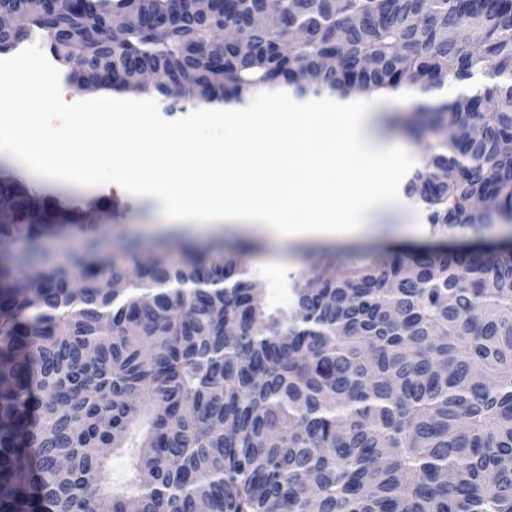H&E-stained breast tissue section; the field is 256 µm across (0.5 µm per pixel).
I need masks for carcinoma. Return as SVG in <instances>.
Instances as JSON below:
<instances>
[{
	"label": "carcinoma",
	"mask_w": 512,
	"mask_h": 512,
	"mask_svg": "<svg viewBox=\"0 0 512 512\" xmlns=\"http://www.w3.org/2000/svg\"><path fill=\"white\" fill-rule=\"evenodd\" d=\"M266 0L199 14L174 0H0L70 76L178 80L139 91L167 112L411 86L394 114L420 157L406 195L433 235L512 223V0H279L301 33L260 27ZM134 21L125 48L112 20ZM234 30L250 46L215 45ZM0 275L32 268L38 297L0 285V512H512V245L402 250L312 272L268 314L241 253L175 261L122 242L109 260L32 249L56 200L0 175ZM224 275L226 288H216ZM126 478L112 480V459Z\"/></svg>",
	"instance_id": "carcinoma-1"
}]
</instances>
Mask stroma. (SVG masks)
Instances as JSON below:
<instances>
[{"label":"stroma","instance_id":"1","mask_svg":"<svg viewBox=\"0 0 512 512\" xmlns=\"http://www.w3.org/2000/svg\"><path fill=\"white\" fill-rule=\"evenodd\" d=\"M417 110V105L410 100L374 105L371 117L379 142L414 152L415 146L408 132L401 127L386 126L384 118L393 111L410 115ZM0 165L18 173L30 185L39 186L41 192L75 203L82 223L88 224L89 229L85 232L58 230L42 237L43 249L58 259L84 253L91 240L115 237L137 241L147 252L158 251L166 243L174 244L173 256L177 259L182 258L187 248L203 250L221 245L247 257L260 290V301L270 312L291 305L295 282L311 267L338 274L346 267L364 264L374 257L434 242L425 212L404 197L384 207L375 223L367 225L352 238L336 242L303 241L283 249L276 246L273 236L259 230L229 227L201 230L170 225L162 217L160 205L153 201L63 182L41 183L39 176L3 152H0Z\"/></svg>","mask_w":512,"mask_h":512}]
</instances>
